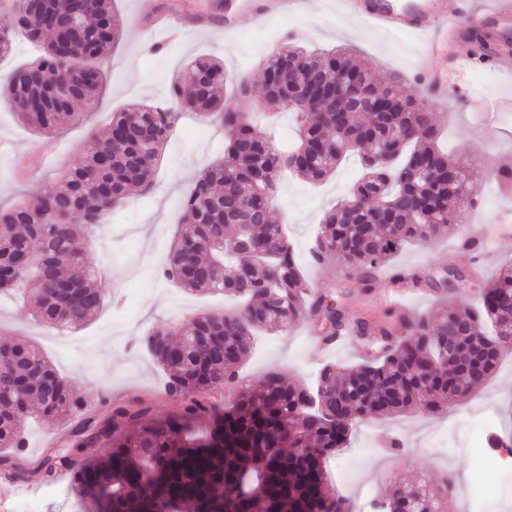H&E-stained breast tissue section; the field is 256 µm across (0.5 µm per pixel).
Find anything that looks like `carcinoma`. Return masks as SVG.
<instances>
[{"instance_id":"carcinoma-1","label":"carcinoma","mask_w":512,"mask_h":512,"mask_svg":"<svg viewBox=\"0 0 512 512\" xmlns=\"http://www.w3.org/2000/svg\"><path fill=\"white\" fill-rule=\"evenodd\" d=\"M25 18L16 2L0 39V56L18 39L41 54L15 67L0 86L22 123L38 135L77 121L81 104L92 110L105 75L99 66L121 32L112 0H31ZM82 16L72 35L66 21ZM191 76L173 87L166 105L140 103L117 112L106 138L92 137L63 172L60 189L9 208L0 207V296H33L34 317L55 329H77L101 308L82 231L121 205L134 190L148 191L157 160L181 111L224 126V156L207 167L183 200L179 225L160 275L195 292H222L242 300L232 314L203 312L142 338L166 376L165 391L183 397L180 410L158 418L151 408L117 405L100 419L79 400L51 360L18 338L0 349L19 356L13 366L22 396L0 393V459L24 483L51 488L65 475L81 512H221L225 502L242 512H355L327 482L325 463L347 446L363 419L404 413L420 404L447 409L495 373L512 336V264L481 288L479 307L453 304L419 317L393 334L391 315L374 326L349 317L337 301L311 296L285 225L272 220L277 179L285 172L312 182L330 178L349 155L361 174L348 194L324 215L313 255L349 265L350 282L370 289L372 276L405 245L429 243L454 228L471 204L473 171L448 163L436 147L431 106L402 79L380 82L368 64L346 50L313 54L302 47L266 58L264 94L278 110L293 103L297 136L286 151L260 135L248 113L224 105V87L248 93L245 79L206 57L190 63ZM337 75L350 105L336 112ZM36 228L34 267L12 269L19 233ZM325 314L334 336L375 329L385 337L354 366L327 364L313 385L286 384L279 373L263 389H243L229 406L207 399L232 381L258 330L285 331L305 314ZM330 396L322 408V395ZM70 422L73 447L104 444L108 453L73 458L46 451L29 470L25 427L39 416ZM206 416L208 427L193 428ZM453 483L425 480L398 486L379 512H448Z\"/></svg>"}]
</instances>
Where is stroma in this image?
<instances>
[{
    "label": "stroma",
    "mask_w": 512,
    "mask_h": 512,
    "mask_svg": "<svg viewBox=\"0 0 512 512\" xmlns=\"http://www.w3.org/2000/svg\"><path fill=\"white\" fill-rule=\"evenodd\" d=\"M158 0H114L123 23L120 39L101 61L107 82L94 112L67 122L49 138L31 132L6 106L0 105V205H10L42 194L57 185V174L70 165L92 136H104L113 113L137 103L164 104L175 80L189 76L190 62L208 55L223 61L227 70L245 77L249 96L226 90L229 107L250 112L260 133L278 149L294 135L291 113L269 119L263 106L262 71L269 51L288 42L311 49L336 46L353 48L372 63L375 79L401 75L419 94L426 85L414 72V62L426 49L409 34H390L346 19L337 0H311L301 15L258 22L251 15L238 19L235 32L212 21L218 0H170L176 10L198 13L180 37L172 38L151 27V5ZM466 77L480 107L460 104L454 118L434 107L440 131L439 144L467 167L476 169L475 204L462 215L466 224H505L512 227V190L503 188L487 173L502 163L512 164V77L482 67ZM224 130L219 121L200 122L182 115L175 123L155 166V187L150 196H132L94 228L87 239L97 284L107 302L98 315L80 329L59 336L40 325L25 302L0 300V340L26 337L37 342L58 371L71 384L85 409L99 418L110 416L118 404L143 402L155 416L178 409L179 403L164 391V375L138 345L157 326L174 325L202 311H228L233 298L200 294L174 287L159 270L181 220L180 203L193 182L224 152ZM357 173L356 160H348L329 180L313 185L291 174L278 182L275 222L287 225L288 235L313 295L333 296L349 316L376 319L392 312L405 320L424 316L451 296L457 305L476 303L483 283L493 279L500 266L512 261V234L470 251L449 234L424 245L412 244L390 265L374 274L369 290L350 287L348 268L336 258L312 263L310 250L325 211L347 190ZM463 278L450 293L428 288V281ZM404 272L425 279L405 301L387 298L390 281ZM315 319L305 317L282 332H260L253 338L248 358L236 369L234 382L210 391L211 400L224 405L235 400L239 389H259L267 372L279 373L288 383H312L320 368L309 340L320 335ZM489 409L495 431L512 436V353L503 356L493 377L448 411L419 407L400 415L367 418L354 429L346 448L326 464L336 492L363 512L367 494L382 495L395 486L428 479L452 477L455 493L450 512H468L466 490L475 468H482L490 488L492 512H512V477L500 465L481 462L472 442L479 430L476 415ZM401 446L391 449L390 439ZM30 461L40 460L46 447L72 452L69 425L38 418L27 426Z\"/></svg>",
    "instance_id": "obj_1"
}]
</instances>
